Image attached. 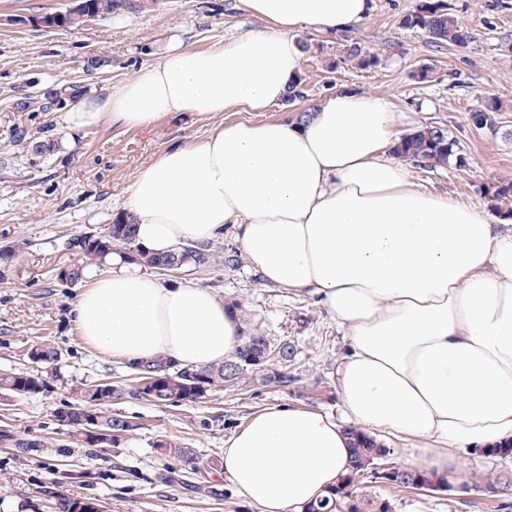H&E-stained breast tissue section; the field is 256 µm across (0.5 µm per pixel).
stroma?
I'll return each instance as SVG.
<instances>
[{"label": "stroma", "mask_w": 512, "mask_h": 512, "mask_svg": "<svg viewBox=\"0 0 512 512\" xmlns=\"http://www.w3.org/2000/svg\"><path fill=\"white\" fill-rule=\"evenodd\" d=\"M418 0H374L370 17L352 29L381 62L361 69L339 63V37L303 32L309 46L300 79L306 93L294 106L278 103L263 112L202 116L172 112L144 127L102 123L69 130L65 114L72 87L84 94L110 91L158 62L172 45L203 50L237 29L256 27L239 0H157L149 9L97 19L78 28L48 29L35 20L62 11L67 0H0V249L18 245L0 277V370L29 367L32 345L62 349L65 360L50 392L0 402V430L43 440L42 453L17 455L0 443V512H53L57 496L93 498L108 512H258L227 481L211 474L198 492L169 479L171 460L159 456L161 440L182 443L198 459L222 456L224 442L249 417L266 407L289 404L342 417L337 368L348 339L326 311L308 296L264 285L248 261L237 267L184 268L176 278L212 289L224 302H239L248 328L272 343L295 345L286 387L227 388L197 403L156 406L144 400L113 405L133 423L131 435L103 452L73 447L68 427L54 411L71 385L128 381L131 371L87 345L71 319L80 286L61 285L58 273L78 262L65 243L99 233L122 212L141 170L175 143H189L218 121L290 120L340 86L390 100L401 113V133L425 124L445 126L466 160L464 167H407L415 185L466 205H484L492 186L512 181V0H448L472 40L467 47H435L420 31L402 27ZM430 65V81L417 70ZM482 94L504 105L494 127L470 119ZM55 141L53 155L33 162L28 137ZM449 491L380 487L394 512H469L477 498L475 476L493 469L512 478V459L463 454ZM187 471V464H180ZM91 472V479L56 483L54 469ZM108 479H97L100 471Z\"/></svg>", "instance_id": "1"}]
</instances>
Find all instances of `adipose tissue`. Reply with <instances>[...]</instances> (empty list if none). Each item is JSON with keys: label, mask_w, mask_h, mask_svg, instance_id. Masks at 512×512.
Instances as JSON below:
<instances>
[{"label": "adipose tissue", "mask_w": 512, "mask_h": 512, "mask_svg": "<svg viewBox=\"0 0 512 512\" xmlns=\"http://www.w3.org/2000/svg\"><path fill=\"white\" fill-rule=\"evenodd\" d=\"M260 20L204 50L170 48L66 117L72 129L141 127L171 112H261L302 71L298 38L361 24L374 0H241ZM382 96L336 88L302 120L219 124L174 144L130 187L126 218L146 250L206 244L234 226L264 284L313 297L346 330L338 389L355 425L426 442L445 474L459 449L512 441V225L416 188L397 158ZM110 358L199 368L240 343L236 313L208 288L167 282L113 257L71 309ZM347 430L277 405L224 443L220 472L259 512H300L345 470Z\"/></svg>", "instance_id": "ef3b65f1"}]
</instances>
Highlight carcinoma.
Returning a JSON list of instances; mask_svg holds the SVG:
<instances>
[{
    "instance_id": "cac0c4a2",
    "label": "carcinoma",
    "mask_w": 512,
    "mask_h": 512,
    "mask_svg": "<svg viewBox=\"0 0 512 512\" xmlns=\"http://www.w3.org/2000/svg\"><path fill=\"white\" fill-rule=\"evenodd\" d=\"M84 7L78 10L57 12L55 25L59 28L79 26L85 22L135 13L143 8L142 0H83ZM402 24L408 29L425 32L434 43H448L458 47L467 46L472 33L451 11L447 0H419L416 8L405 15ZM351 63L367 69L379 64L378 57L361 40L345 37L342 55L334 65ZM503 111L501 102L492 96L483 98L472 114L477 128L492 127L496 116ZM396 156L412 160L429 168L445 167L450 163L462 167L464 157L457 141L448 130L434 125L422 126L401 137L396 146ZM492 206L499 213L512 217V182L495 185L488 191ZM65 247L83 256L80 264L66 268L60 273L61 281L73 286L85 279L89 266H100L115 253H120L133 264L159 272L180 270L185 266L210 269L217 263L228 268L238 266L236 254L219 257L209 245L185 243L167 253H151L137 242L136 225L116 214L112 224L104 233L83 234L68 239ZM293 345L283 342L271 346L269 339L258 331L242 329V343L235 353L224 362L201 369L179 367L168 360L155 359L149 362L130 363L128 367L141 374L139 381L155 378V393L148 401L156 405L172 406L196 403L209 393L225 387L266 386L275 384L286 387L292 382L288 373L289 364L295 360ZM34 369L26 371L0 372V398L11 399L44 393L51 389L52 374L63 365L61 349L49 344H37L29 353ZM71 400L65 401L55 410L54 417L60 424L69 427L74 444L82 448H98L105 451L127 437L132 424L125 416L114 413L112 404L127 398L141 399L142 391L123 384L102 382L80 383L70 388ZM352 436L350 460L347 471L363 472V483L378 484L394 488L437 485L452 488L455 476L451 473L438 475L419 469H404L393 478L380 469L381 460L388 455L387 449L375 438L359 428H348ZM11 440L17 452L29 455L38 451L42 444L17 438L10 432L0 431V442ZM158 453L175 462L194 459L195 451L175 441H161L155 445ZM484 488L492 493L494 512H512V499L507 491L509 485L500 475L489 472L483 479ZM97 500L59 498L55 502L58 512H82ZM303 512H393L390 500L354 487L341 476L336 485L305 507Z\"/></svg>"
}]
</instances>
